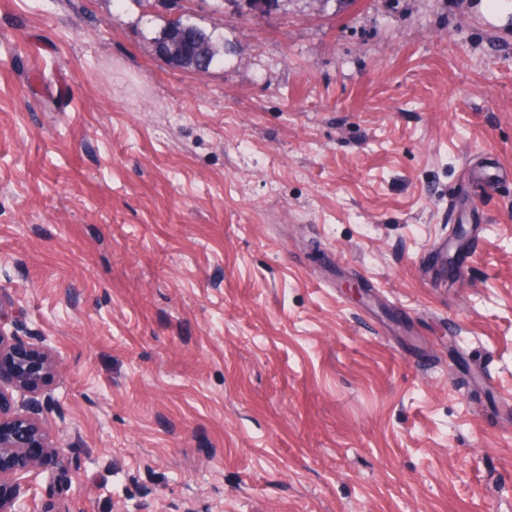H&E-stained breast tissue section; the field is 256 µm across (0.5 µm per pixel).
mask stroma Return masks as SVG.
I'll use <instances>...</instances> for the list:
<instances>
[{"instance_id": "stroma-1", "label": "stroma", "mask_w": 512, "mask_h": 512, "mask_svg": "<svg viewBox=\"0 0 512 512\" xmlns=\"http://www.w3.org/2000/svg\"><path fill=\"white\" fill-rule=\"evenodd\" d=\"M1 286L36 512H512V0H0ZM178 25H182V20L169 22L168 26L165 28L163 37H165L170 30L174 29ZM188 32L192 42H196L198 38H202L203 40H207L213 45L214 52L210 55L209 59L203 55V47L192 45L177 30H172L170 37L160 49V55L165 58H172L175 60L191 63L194 67L197 65L199 69H203L205 63L208 60V66L205 69L206 71L210 68L217 54V51L215 50V40L213 38V33L207 32L205 29L200 28L197 25H195L194 28H189ZM162 38L158 40L157 45L162 41ZM0 289V512H32L24 483L48 472L49 479L72 465L66 447L47 420L65 416L47 392V380L59 362L48 336L30 332L24 343L13 304ZM14 393L19 397V404ZM50 466V469L48 468Z\"/></svg>"}]
</instances>
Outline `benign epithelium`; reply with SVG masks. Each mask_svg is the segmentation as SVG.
Instances as JSON below:
<instances>
[{
    "mask_svg": "<svg viewBox=\"0 0 512 512\" xmlns=\"http://www.w3.org/2000/svg\"><path fill=\"white\" fill-rule=\"evenodd\" d=\"M160 55L203 68L204 48L174 30ZM12 302L0 289V512H32L25 483L47 472L66 473L72 465L66 447L51 433L47 420L65 416L47 392V380L59 362L48 337L31 333L24 343Z\"/></svg>",
    "mask_w": 512,
    "mask_h": 512,
    "instance_id": "7a95c632",
    "label": "benign epithelium"
}]
</instances>
